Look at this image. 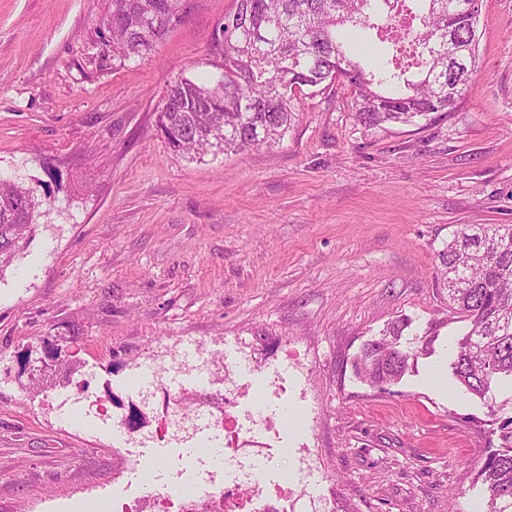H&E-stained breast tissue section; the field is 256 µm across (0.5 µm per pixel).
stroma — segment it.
<instances>
[{"mask_svg":"<svg viewBox=\"0 0 512 512\" xmlns=\"http://www.w3.org/2000/svg\"><path fill=\"white\" fill-rule=\"evenodd\" d=\"M232 0H188L147 56L102 59L105 0H0V178L29 188L35 232L0 272V512H107L145 471L101 417L158 432L161 468L198 473L132 375L181 346L213 354L198 403L225 390L288 512H486L473 481L488 408L445 372L463 325L437 252L461 224H512V0H482L478 60L456 112L364 126L343 80L296 97L272 149L174 151L170 84L224 77ZM402 321L435 340L388 389L356 378L364 342ZM67 363L40 370L45 343ZM282 383L285 393L269 388ZM102 414L87 415L85 399ZM312 453L298 474L296 449Z\"/></svg>","mask_w":512,"mask_h":512,"instance_id":"stroma-1","label":"stroma"}]
</instances>
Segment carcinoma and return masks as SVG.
<instances>
[{
    "label": "carcinoma",
    "mask_w": 512,
    "mask_h": 512,
    "mask_svg": "<svg viewBox=\"0 0 512 512\" xmlns=\"http://www.w3.org/2000/svg\"><path fill=\"white\" fill-rule=\"evenodd\" d=\"M474 0H234L224 14V81L184 79L164 98L158 128L178 152L244 153L272 148L295 120L300 87L340 76L352 88L358 120L368 127L415 124L456 111L468 91L477 57L479 14ZM185 0H107L97 37L112 57H144L181 21ZM343 29L373 31L411 60L367 68L349 53ZM339 75H334V72ZM39 202L23 186L0 181V273L13 264L35 228ZM448 303L467 331L450 361L454 379L487 405L500 444L488 449L474 484L487 512H512V415L495 408V392L512 387V224H463L437 252ZM405 328L393 323L367 340L354 361L357 376L374 386L397 383L433 337L402 347Z\"/></svg>",
    "instance_id": "obj_1"
}]
</instances>
